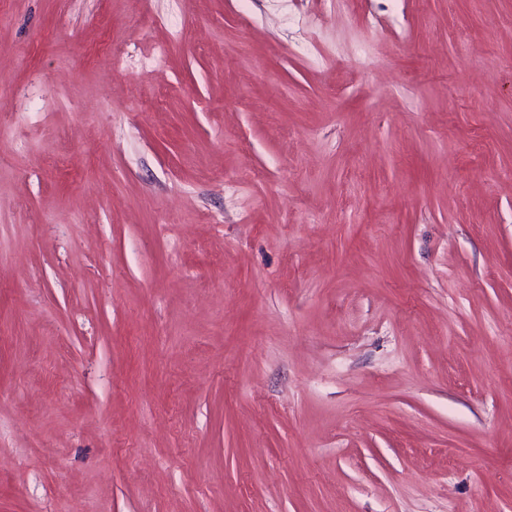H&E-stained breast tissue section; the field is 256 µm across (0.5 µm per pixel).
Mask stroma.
Masks as SVG:
<instances>
[{
	"mask_svg": "<svg viewBox=\"0 0 512 512\" xmlns=\"http://www.w3.org/2000/svg\"><path fill=\"white\" fill-rule=\"evenodd\" d=\"M0 512H512V0H0Z\"/></svg>",
	"mask_w": 512,
	"mask_h": 512,
	"instance_id": "obj_1",
	"label": "stroma"
}]
</instances>
